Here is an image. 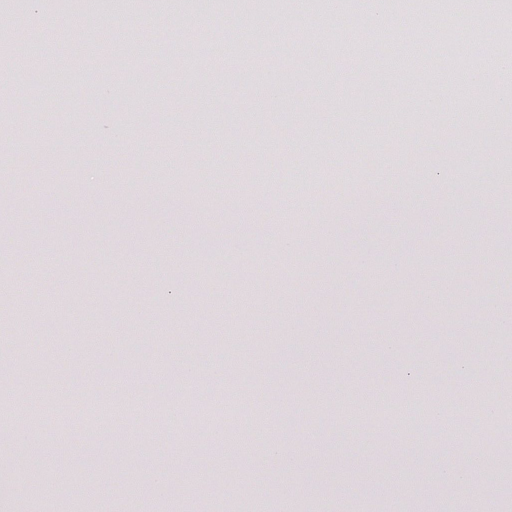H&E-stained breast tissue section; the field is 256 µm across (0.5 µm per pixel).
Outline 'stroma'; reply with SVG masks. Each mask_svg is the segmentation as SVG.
<instances>
[{"label":"stroma","mask_w":512,"mask_h":512,"mask_svg":"<svg viewBox=\"0 0 512 512\" xmlns=\"http://www.w3.org/2000/svg\"><path fill=\"white\" fill-rule=\"evenodd\" d=\"M286 4L262 35L240 28L221 54L218 12L149 0L145 69L129 45L94 34L106 22L132 36L134 11L102 19L87 0L66 10L46 0L19 33L0 80L27 86L32 110L11 137L41 149L0 158V273L30 288L0 297V357L16 379L0 401L35 383L63 403L99 388L168 406L232 393L265 407L280 453L249 452L247 429L228 438L145 417L95 432L47 426L54 447L0 446V512L21 496L30 512H71L78 487L82 512H184L191 497L198 512H486L473 484L512 512V423L497 424V407L459 417L464 445L432 418L405 430L336 412L385 393L431 405L512 379V111H486L473 59L461 66L473 98L461 99L451 48L435 42L419 47L431 66L398 85L396 48L434 27L421 7L390 19V44L373 39L364 12L332 20ZM310 38L342 49L314 52ZM33 51L44 64L30 85ZM75 53L85 70L62 75L59 60ZM188 55L199 70L182 78ZM89 70L102 88L94 103L80 97ZM452 112L481 124L477 140L457 138ZM206 117L219 136L188 138ZM156 141L168 146L161 164ZM189 159L209 179L186 178ZM282 214L300 232L286 234ZM464 254L478 257L485 294H469ZM460 364L468 377H451ZM450 461L463 483L442 480Z\"/></svg>","instance_id":"1"}]
</instances>
